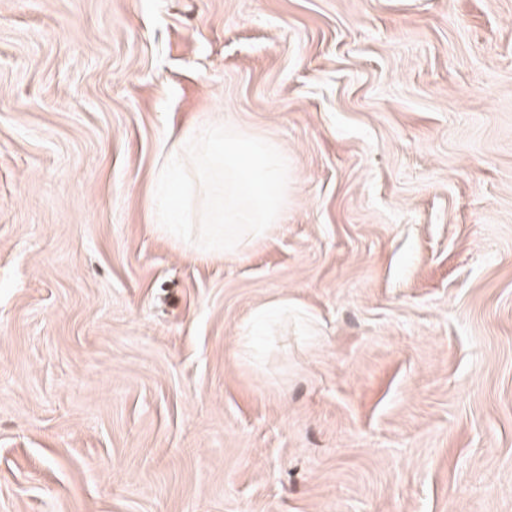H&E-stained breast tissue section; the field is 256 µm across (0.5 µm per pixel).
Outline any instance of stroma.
<instances>
[{
    "label": "stroma",
    "mask_w": 512,
    "mask_h": 512,
    "mask_svg": "<svg viewBox=\"0 0 512 512\" xmlns=\"http://www.w3.org/2000/svg\"><path fill=\"white\" fill-rule=\"evenodd\" d=\"M218 116L232 261L149 217ZM0 512H512V0H0Z\"/></svg>",
    "instance_id": "35a3bbf8"
}]
</instances>
